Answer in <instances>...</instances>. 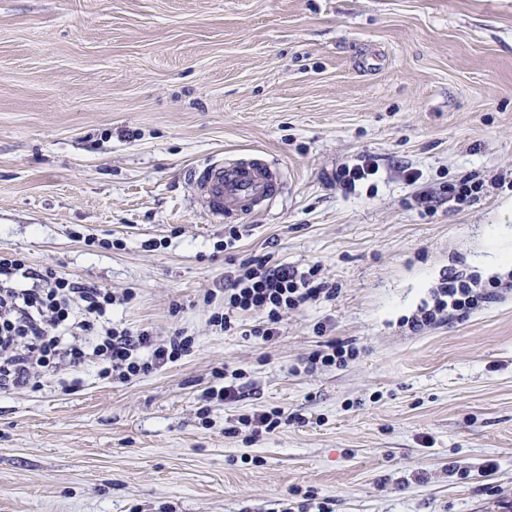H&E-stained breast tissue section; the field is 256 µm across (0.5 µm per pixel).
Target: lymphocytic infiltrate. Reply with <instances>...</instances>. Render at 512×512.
<instances>
[{"label":"lymphocytic infiltrate","mask_w":512,"mask_h":512,"mask_svg":"<svg viewBox=\"0 0 512 512\" xmlns=\"http://www.w3.org/2000/svg\"><path fill=\"white\" fill-rule=\"evenodd\" d=\"M20 278L33 280V287H17ZM502 286L496 279L443 276L433 290L432 304L418 308L407 324L419 331L444 315L466 316L498 298ZM219 295L224 307L211 315V325L231 331L242 315L258 312L264 324L253 334L266 343L279 335L288 313L333 299L336 289L325 280L321 262L302 271L266 256L227 272L222 290L207 291L204 300L210 303ZM132 298V293L119 297L51 268L31 270L18 255L0 253V391L38 386L41 379L80 366L91 353L98 357L104 375L124 381L190 352L194 339L185 331L160 341L150 330L134 331L112 323L108 317L112 307ZM77 335L94 337L92 352L74 343Z\"/></svg>","instance_id":"obj_1"}]
</instances>
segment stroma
Wrapping results in <instances>:
<instances>
[{"label": "stroma", "instance_id": "35a3bbf8", "mask_svg": "<svg viewBox=\"0 0 512 512\" xmlns=\"http://www.w3.org/2000/svg\"><path fill=\"white\" fill-rule=\"evenodd\" d=\"M252 154L285 188L228 247L185 173ZM465 176L485 191L449 201ZM0 252L195 338L125 382L0 391V512H512V292L403 323L445 274L512 278V0H0ZM265 254L338 294L264 345L203 295ZM341 340L347 366L309 363ZM221 369L240 394L205 401ZM361 164H355L353 166L345 165L340 169H337L333 174V181L336 185L342 187L346 193H352L356 191L357 184L368 180L371 176L376 174V166L371 161L361 160ZM282 416L283 412L280 409H273L270 412L243 417L240 423L255 433H258L260 431L259 429L263 427L265 431L270 432L280 426Z\"/></svg>", "mask_w": 512, "mask_h": 512}]
</instances>
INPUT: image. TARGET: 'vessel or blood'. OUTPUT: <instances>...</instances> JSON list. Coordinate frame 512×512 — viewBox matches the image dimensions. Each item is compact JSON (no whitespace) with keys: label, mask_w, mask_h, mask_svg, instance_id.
<instances>
[{"label":"vessel or blood","mask_w":512,"mask_h":512,"mask_svg":"<svg viewBox=\"0 0 512 512\" xmlns=\"http://www.w3.org/2000/svg\"><path fill=\"white\" fill-rule=\"evenodd\" d=\"M189 181L203 213L218 224L268 209L284 190L280 169L260 155L246 160H210L193 168Z\"/></svg>","instance_id":"b4317fda"}]
</instances>
